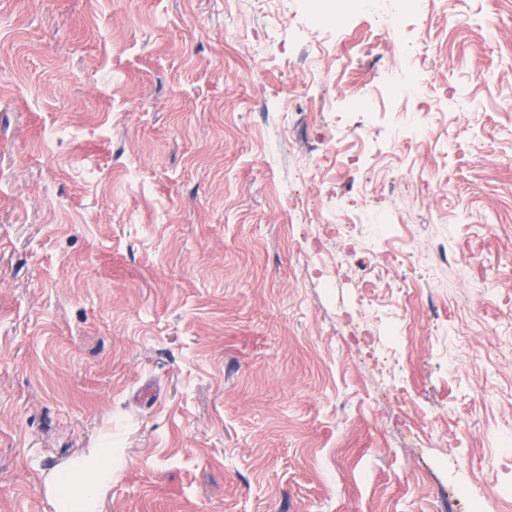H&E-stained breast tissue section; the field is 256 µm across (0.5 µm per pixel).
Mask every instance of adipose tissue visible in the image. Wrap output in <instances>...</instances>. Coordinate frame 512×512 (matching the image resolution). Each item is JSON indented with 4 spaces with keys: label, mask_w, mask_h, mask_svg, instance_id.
Instances as JSON below:
<instances>
[{
    "label": "adipose tissue",
    "mask_w": 512,
    "mask_h": 512,
    "mask_svg": "<svg viewBox=\"0 0 512 512\" xmlns=\"http://www.w3.org/2000/svg\"><path fill=\"white\" fill-rule=\"evenodd\" d=\"M120 467V455L107 448H95L82 455L78 464L67 469L62 483L51 491L55 512H98L101 495Z\"/></svg>",
    "instance_id": "adipose-tissue-1"
}]
</instances>
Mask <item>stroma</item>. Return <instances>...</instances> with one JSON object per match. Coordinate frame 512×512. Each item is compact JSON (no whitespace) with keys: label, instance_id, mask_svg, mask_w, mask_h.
Listing matches in <instances>:
<instances>
[{"label":"stroma","instance_id":"stroma-1","mask_svg":"<svg viewBox=\"0 0 512 512\" xmlns=\"http://www.w3.org/2000/svg\"><path fill=\"white\" fill-rule=\"evenodd\" d=\"M510 431L512 0H0V512H470ZM327 1L333 0H308L311 10L316 14V20L319 25H325L327 27L334 28L336 30L341 29L342 19L347 13H358L359 11H365L368 8V4L361 0H336L344 1L342 11L336 13L333 11ZM79 460L66 470L62 483L51 489L50 501L56 512L99 511L102 493L112 484V474L121 468V457L112 456V448H92Z\"/></svg>","mask_w":512,"mask_h":512}]
</instances>
